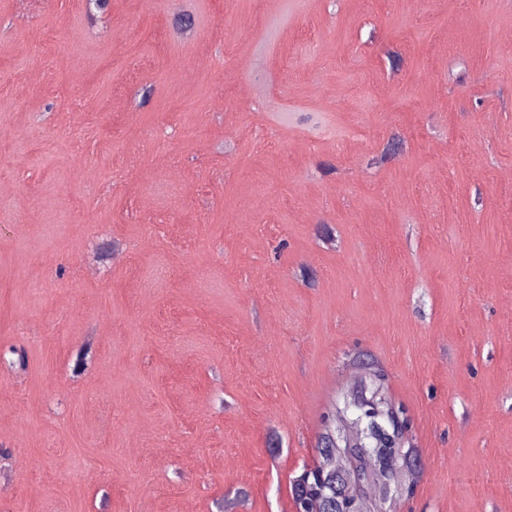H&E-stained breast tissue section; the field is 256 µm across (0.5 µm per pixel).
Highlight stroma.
<instances>
[{
    "mask_svg": "<svg viewBox=\"0 0 512 512\" xmlns=\"http://www.w3.org/2000/svg\"><path fill=\"white\" fill-rule=\"evenodd\" d=\"M11 345L0 512H293L357 351L512 512V0H0Z\"/></svg>",
    "mask_w": 512,
    "mask_h": 512,
    "instance_id": "35a3bbf8",
    "label": "stroma"
}]
</instances>
